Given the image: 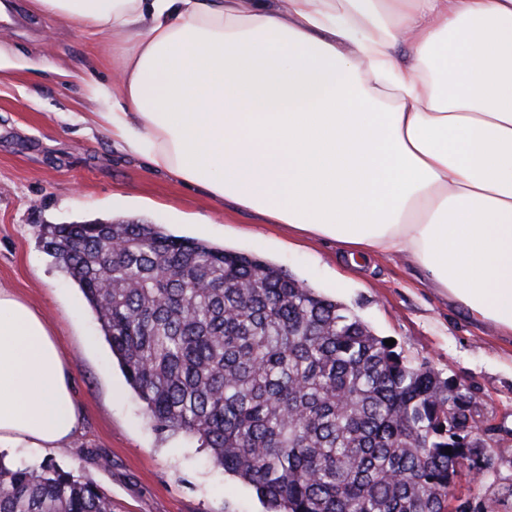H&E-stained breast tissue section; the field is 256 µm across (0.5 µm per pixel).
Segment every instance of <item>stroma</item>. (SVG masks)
Masks as SVG:
<instances>
[{
  "instance_id": "obj_1",
  "label": "stroma",
  "mask_w": 512,
  "mask_h": 512,
  "mask_svg": "<svg viewBox=\"0 0 512 512\" xmlns=\"http://www.w3.org/2000/svg\"><path fill=\"white\" fill-rule=\"evenodd\" d=\"M0 1V44L26 61L0 73V286L37 307L60 336L81 416L67 447L2 448L1 461H53L95 482L113 512H263L249 487L215 468L194 438L156 429L81 290L43 248L50 224L129 220L260 256L394 339L412 364L468 387L501 450L491 479L461 482L456 495L479 512L512 487L511 336L421 285L402 258H375L353 275L336 243L263 223L123 152L90 121L101 104L87 89L115 73L123 36L39 16L31 0Z\"/></svg>"
}]
</instances>
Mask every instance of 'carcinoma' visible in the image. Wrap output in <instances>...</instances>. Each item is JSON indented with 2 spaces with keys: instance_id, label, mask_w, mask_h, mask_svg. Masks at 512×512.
<instances>
[{
  "instance_id": "carcinoma-1",
  "label": "carcinoma",
  "mask_w": 512,
  "mask_h": 512,
  "mask_svg": "<svg viewBox=\"0 0 512 512\" xmlns=\"http://www.w3.org/2000/svg\"><path fill=\"white\" fill-rule=\"evenodd\" d=\"M44 246L156 428L197 438L267 512H467L456 482L489 469L466 441L469 389L412 365L343 305L156 224L49 225ZM0 512H112V500L52 462H0Z\"/></svg>"
}]
</instances>
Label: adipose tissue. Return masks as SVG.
Returning a JSON list of instances; mask_svg holds the SVG:
<instances>
[{"instance_id": "obj_1", "label": "adipose tissue", "mask_w": 512, "mask_h": 512, "mask_svg": "<svg viewBox=\"0 0 512 512\" xmlns=\"http://www.w3.org/2000/svg\"><path fill=\"white\" fill-rule=\"evenodd\" d=\"M131 48L100 124L155 171L419 280L512 335V0H34ZM80 428L61 343L0 287V448Z\"/></svg>"}]
</instances>
